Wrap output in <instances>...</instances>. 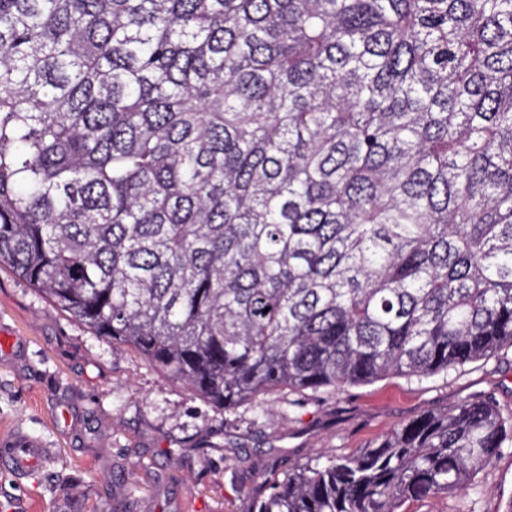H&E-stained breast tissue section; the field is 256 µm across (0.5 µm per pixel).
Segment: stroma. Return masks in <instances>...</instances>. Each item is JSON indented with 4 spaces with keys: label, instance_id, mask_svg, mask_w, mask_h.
Masks as SVG:
<instances>
[{
    "label": "stroma",
    "instance_id": "35a3bbf8",
    "mask_svg": "<svg viewBox=\"0 0 512 512\" xmlns=\"http://www.w3.org/2000/svg\"><path fill=\"white\" fill-rule=\"evenodd\" d=\"M0 336L13 341L0 349V444L23 433L52 450L23 483L0 470V498L23 512H244L263 479L367 447L426 411L489 396L512 415L508 345L446 375L283 391L225 411L112 350L5 268ZM511 501L509 449L465 493L407 509L504 512Z\"/></svg>",
    "mask_w": 512,
    "mask_h": 512
}]
</instances>
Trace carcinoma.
Returning a JSON list of instances; mask_svg holds the SVG:
<instances>
[{
	"mask_svg": "<svg viewBox=\"0 0 512 512\" xmlns=\"http://www.w3.org/2000/svg\"><path fill=\"white\" fill-rule=\"evenodd\" d=\"M224 410L512 345V0H0V268ZM492 397L264 479L403 512Z\"/></svg>",
	"mask_w": 512,
	"mask_h": 512,
	"instance_id": "carcinoma-1",
	"label": "carcinoma"
}]
</instances>
